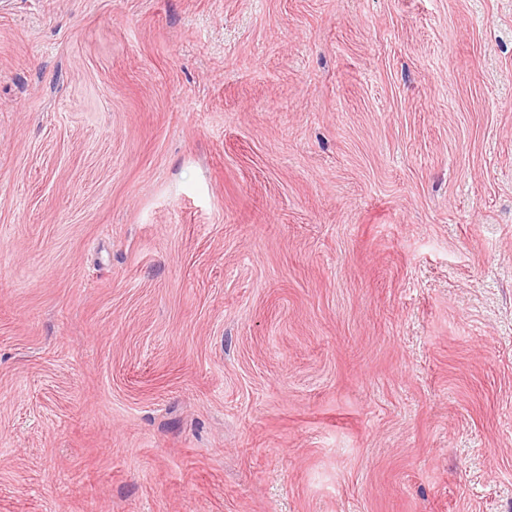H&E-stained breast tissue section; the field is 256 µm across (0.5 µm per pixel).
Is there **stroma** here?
I'll return each instance as SVG.
<instances>
[{
  "label": "stroma",
  "mask_w": 512,
  "mask_h": 512,
  "mask_svg": "<svg viewBox=\"0 0 512 512\" xmlns=\"http://www.w3.org/2000/svg\"><path fill=\"white\" fill-rule=\"evenodd\" d=\"M0 512H512V0H0Z\"/></svg>",
  "instance_id": "35a3bbf8"
}]
</instances>
